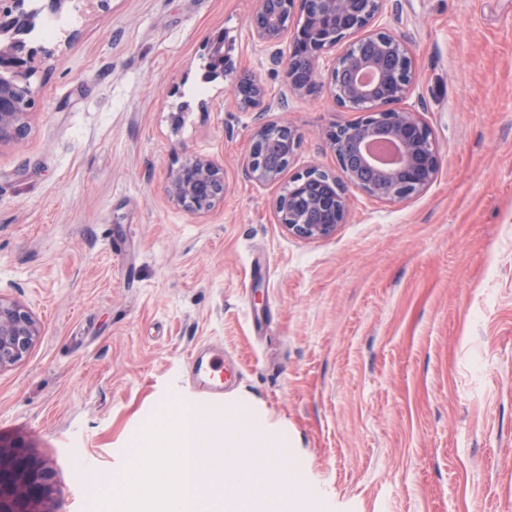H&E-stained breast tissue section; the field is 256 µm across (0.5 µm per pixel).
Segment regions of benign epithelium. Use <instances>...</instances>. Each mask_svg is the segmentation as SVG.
Wrapping results in <instances>:
<instances>
[{
  "mask_svg": "<svg viewBox=\"0 0 512 512\" xmlns=\"http://www.w3.org/2000/svg\"><path fill=\"white\" fill-rule=\"evenodd\" d=\"M389 0H255L248 27L265 47L288 43L286 62L291 92H311L325 53L344 44L327 66L328 91L336 106L362 113L360 126L334 125L325 132L335 155L334 171L310 168L294 176L273 201L277 220L291 236L316 239L333 235L346 221L349 191L357 190L386 203L401 202L426 191L440 168L439 148L421 111L409 103L419 76L406 36L379 24ZM33 12L29 0H0V73L22 77V83L0 81V144L23 140L35 100L31 63L44 52L27 36ZM232 76L244 108L267 99L266 86L255 76ZM372 139L392 142L394 164H377L366 152ZM301 135L287 123H263L250 138L245 172L261 186L278 183L288 168ZM169 200L192 213L210 211L224 201V174L210 160L186 154L166 179ZM41 324L20 301L0 293V371L29 354ZM55 475L50 464L28 455L18 444L0 438V512H56Z\"/></svg>",
  "mask_w": 512,
  "mask_h": 512,
  "instance_id": "7a95c632",
  "label": "benign epithelium"
}]
</instances>
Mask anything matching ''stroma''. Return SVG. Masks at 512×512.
Masks as SVG:
<instances>
[{"label":"stroma","mask_w":512,"mask_h":512,"mask_svg":"<svg viewBox=\"0 0 512 512\" xmlns=\"http://www.w3.org/2000/svg\"><path fill=\"white\" fill-rule=\"evenodd\" d=\"M254 0H70L40 38L22 144L0 145V293L42 334L0 371V437L55 471L59 512H93L187 357L223 346L290 451L296 512H512V0H395L442 162L422 194L350 195L332 236L286 233L289 178L336 159L357 120L325 88L290 95L256 46ZM265 84L245 110L208 78L212 42ZM301 141L273 186L244 167L258 124ZM211 159L228 191L203 214L166 175Z\"/></svg>","instance_id":"1"}]
</instances>
